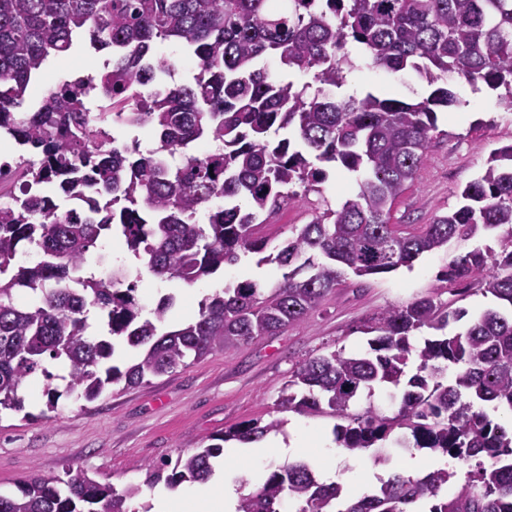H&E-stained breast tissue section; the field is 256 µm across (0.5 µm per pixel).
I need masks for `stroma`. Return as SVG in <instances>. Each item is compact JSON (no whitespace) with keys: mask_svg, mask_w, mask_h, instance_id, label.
<instances>
[{"mask_svg":"<svg viewBox=\"0 0 512 512\" xmlns=\"http://www.w3.org/2000/svg\"><path fill=\"white\" fill-rule=\"evenodd\" d=\"M102 61V54L91 50L49 60L27 96V105L39 102L49 88L74 72H97ZM448 86L460 104L439 113V133L415 180L396 200L392 223L428 224L454 210L459 203L458 190L482 173L490 152L512 143V111L499 104L496 93L473 91L456 77L449 78ZM348 88L408 100L430 92L427 83L416 75L391 74L367 64L349 75ZM326 174L322 194L298 198L262 226L270 252H277L294 237L296 225L312 219L320 201L335 206L352 193V174L337 167L327 168ZM488 246L499 248V232L482 231L470 239H451L446 249L423 254L410 267L361 278L348 276L309 318L278 335L188 360L176 372L152 378L145 385L109 386L91 403L63 398L55 412H46L41 396L43 379L33 378L23 392L24 411L0 414V491L14 492L20 479L35 472L49 477L68 469L119 490L140 485L141 491L130 500L129 507L131 512H149L166 486H144L148 465L193 452L230 426L273 418L283 421L276 438L288 442L300 437L297 460L315 465L324 460L325 449H335L337 483L346 487L359 484L369 471L379 467L374 452L352 455L338 447L334 435L337 418L279 410V396L290 371L297 361L310 355L334 349L349 354L365 350L364 325L389 306L425 296L454 302L472 316L492 306V298L478 293L453 295L441 280L453 259ZM247 278L270 287L280 280L281 272L273 264L257 266L252 256L193 284L163 283L145 271L137 281L136 295L151 309L160 295L173 294L171 323L176 326L196 316L206 296Z\"/></svg>","mask_w":512,"mask_h":512,"instance_id":"stroma-1","label":"stroma"}]
</instances>
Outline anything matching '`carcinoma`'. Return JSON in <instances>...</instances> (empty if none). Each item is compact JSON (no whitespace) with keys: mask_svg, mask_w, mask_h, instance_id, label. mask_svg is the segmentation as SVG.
Returning <instances> with one entry per match:
<instances>
[{"mask_svg":"<svg viewBox=\"0 0 512 512\" xmlns=\"http://www.w3.org/2000/svg\"><path fill=\"white\" fill-rule=\"evenodd\" d=\"M109 58L103 72L68 80L22 111L50 58L78 39ZM174 43L195 66L169 85L174 62L157 55ZM391 74L413 72L433 86L415 101L368 92L339 96L359 55ZM312 75L301 86L266 66ZM499 92L512 107V0H0V133L22 147L8 183L19 195L0 204V412L24 409L23 387L44 378L46 409L57 408L47 358L70 367L68 390L91 402L106 385L128 387L169 374L193 357L275 336L306 319L346 276L409 267L455 237L506 229L500 250L475 249L448 264L442 280L502 304L454 335L440 331L464 310L432 296L370 318L368 350H333L296 364L280 406L301 416L343 420L336 442L355 455L396 448L443 458L425 474L395 473L370 495L341 501L303 461L279 466L236 512H512V425L484 407L512 414V144L490 152L483 173L460 191L461 205L432 223H390L392 207L427 159L437 113L455 103L448 77ZM108 106L91 108L93 101ZM108 123L147 127L142 152L119 144ZM334 163L356 175L337 208L325 204L276 255L286 269L267 289L245 279L205 298L185 326H160L174 304L166 295L143 307L127 274L108 281L82 274L87 255L121 239L155 277L193 283L268 238L259 226L297 194H322ZM23 292L29 301L19 303ZM96 312L106 335L135 350L122 371L101 369L113 342L90 332ZM452 381H445L448 369ZM403 386L397 410H351L365 390ZM282 425L246 421L175 462L147 469L145 482L169 487L207 481L228 441L253 442ZM474 464L468 483L442 494L448 459ZM18 494H0V512H130L140 486L121 491L81 473L66 480L33 474Z\"/></svg>","mask_w":512,"mask_h":512,"instance_id":"obj_1","label":"carcinoma"}]
</instances>
